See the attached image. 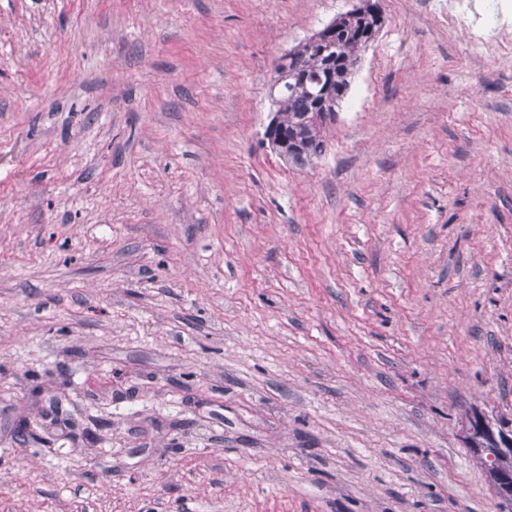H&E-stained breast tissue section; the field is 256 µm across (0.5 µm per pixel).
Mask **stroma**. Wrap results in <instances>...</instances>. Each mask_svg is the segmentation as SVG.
Returning a JSON list of instances; mask_svg holds the SVG:
<instances>
[{
  "mask_svg": "<svg viewBox=\"0 0 512 512\" xmlns=\"http://www.w3.org/2000/svg\"><path fill=\"white\" fill-rule=\"evenodd\" d=\"M359 0H0V512H500L512 59L379 0L312 164L280 56ZM483 424L488 431L489 436L495 446V448H474L479 451L486 449L489 460L491 462L496 461L500 457H509L499 460V465L505 468H511L512 470V421L498 424L497 428L492 427L488 424L486 418H483Z\"/></svg>",
  "mask_w": 512,
  "mask_h": 512,
  "instance_id": "stroma-1",
  "label": "stroma"
}]
</instances>
